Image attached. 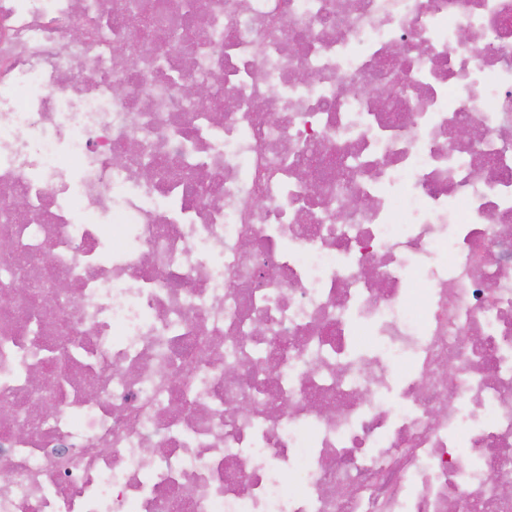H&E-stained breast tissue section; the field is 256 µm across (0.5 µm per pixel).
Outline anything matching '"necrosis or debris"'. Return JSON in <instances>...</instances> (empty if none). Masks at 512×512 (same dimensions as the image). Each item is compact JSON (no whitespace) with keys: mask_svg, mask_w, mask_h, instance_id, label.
<instances>
[{"mask_svg":"<svg viewBox=\"0 0 512 512\" xmlns=\"http://www.w3.org/2000/svg\"><path fill=\"white\" fill-rule=\"evenodd\" d=\"M129 2L0 0V512H512V0Z\"/></svg>","mask_w":512,"mask_h":512,"instance_id":"necrosis-or-debris-1","label":"necrosis or debris"}]
</instances>
